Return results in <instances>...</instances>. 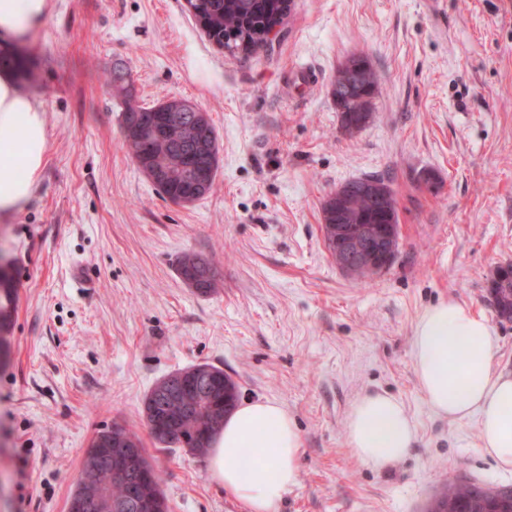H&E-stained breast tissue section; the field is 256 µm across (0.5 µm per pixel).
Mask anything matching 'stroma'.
Returning a JSON list of instances; mask_svg holds the SVG:
<instances>
[{"mask_svg": "<svg viewBox=\"0 0 512 512\" xmlns=\"http://www.w3.org/2000/svg\"><path fill=\"white\" fill-rule=\"evenodd\" d=\"M50 4L21 87L45 111L47 161L0 223L17 290L0 357V512H67L90 442L115 426L141 439L169 512H247L208 458L155 444L144 421L155 383L198 363L293 418L301 466L277 512H423L451 478L512 487L479 452L476 419L429 409L411 357L424 309L452 299L486 317L512 372V321L489 293L512 261V0H293L271 49L249 58L210 41L186 0ZM355 53L380 94L349 135L330 82ZM117 68L139 104L208 112L219 169L204 198L164 200L128 156L106 83ZM368 175L394 193L399 238L392 264L360 280L333 261L321 206ZM187 251L211 260L214 291L179 276ZM367 392L396 396L416 425L382 470L345 442Z\"/></svg>", "mask_w": 512, "mask_h": 512, "instance_id": "1", "label": "stroma"}]
</instances>
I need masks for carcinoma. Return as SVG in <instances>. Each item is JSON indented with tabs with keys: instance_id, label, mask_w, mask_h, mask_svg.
Instances as JSON below:
<instances>
[{
	"instance_id": "carcinoma-1",
	"label": "carcinoma",
	"mask_w": 512,
	"mask_h": 512,
	"mask_svg": "<svg viewBox=\"0 0 512 512\" xmlns=\"http://www.w3.org/2000/svg\"><path fill=\"white\" fill-rule=\"evenodd\" d=\"M292 0H191L193 17L197 25L219 47L233 57L250 56L267 47L268 27L283 19L291 10ZM14 69L19 81L29 79L31 66L25 53L16 51L9 56H0ZM344 69H336L331 80V95L340 112L341 128L351 134L361 130L357 122L374 111V99L379 94V84L373 68L363 54L347 58ZM112 90L124 100L122 118L132 125L142 118L154 116L153 127L158 135L147 134L141 138L131 134L123 139L128 154L141 172L151 181L159 194L166 200L180 205L182 198L195 196L199 200L209 194L214 180L201 187L192 185L185 175L186 167L208 170L213 163V154L219 153L215 130L210 117L202 116L203 109L185 98H174L159 105L144 107L133 102L131 83L114 71L107 78ZM374 183L379 190H390L388 184L378 177L357 178L347 181L352 191L346 193L340 202L342 223L361 224L364 218L378 206L372 197L362 194V186ZM210 261L195 252H186L179 262V273L189 284L199 286V292L209 293L216 288L214 278H204V266ZM12 288L0 287V331L9 328L12 317ZM498 317L512 319V264L499 265L490 281ZM213 373L205 383L210 397L212 418L183 410L199 395L200 383L188 374L180 388L168 402L172 415L178 422L179 435L186 442H166L155 433L150 436L155 443L165 447L180 448L187 445L198 457L209 454L215 437L224 425L226 415L237 405L239 386L224 370L211 366ZM100 470L89 460H84L77 488L92 499H99L94 512H147V509H123V489L112 486L110 495L99 497ZM490 486L469 481H450L431 500L427 510L438 512H468Z\"/></svg>"
}]
</instances>
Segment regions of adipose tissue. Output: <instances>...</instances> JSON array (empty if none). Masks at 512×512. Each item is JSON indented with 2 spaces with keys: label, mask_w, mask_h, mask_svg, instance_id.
Instances as JSON below:
<instances>
[{
  "label": "adipose tissue",
  "mask_w": 512,
  "mask_h": 512,
  "mask_svg": "<svg viewBox=\"0 0 512 512\" xmlns=\"http://www.w3.org/2000/svg\"><path fill=\"white\" fill-rule=\"evenodd\" d=\"M49 10V0H0V45L36 30ZM46 151L43 108L0 68V218L32 198ZM495 352L489 322L453 300L425 309L412 337V366L426 404L451 420L477 418L482 455L512 471V373L497 369ZM415 434L400 400L366 393L351 407L346 443L358 460L384 469L407 454ZM299 458L300 436L287 409L275 400L248 401L226 417L209 474L249 512H275L297 483Z\"/></svg>",
  "instance_id": "adipose-tissue-1"
}]
</instances>
